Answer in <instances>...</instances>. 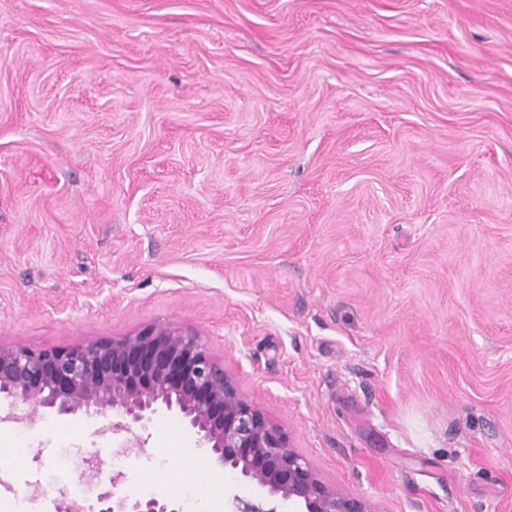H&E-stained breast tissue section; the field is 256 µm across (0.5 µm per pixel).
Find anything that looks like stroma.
Listing matches in <instances>:
<instances>
[{
	"mask_svg": "<svg viewBox=\"0 0 512 512\" xmlns=\"http://www.w3.org/2000/svg\"><path fill=\"white\" fill-rule=\"evenodd\" d=\"M149 325L378 512H512V0H0V338ZM111 422H16L17 512L186 505ZM99 509L94 511L93 508L85 510L79 508L76 511L91 512H182L180 505L168 502L164 498L148 497V498H122L115 499L112 491L101 492L97 497Z\"/></svg>",
	"mask_w": 512,
	"mask_h": 512,
	"instance_id": "1",
	"label": "stroma"
}]
</instances>
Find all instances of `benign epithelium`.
<instances>
[{"mask_svg":"<svg viewBox=\"0 0 512 512\" xmlns=\"http://www.w3.org/2000/svg\"><path fill=\"white\" fill-rule=\"evenodd\" d=\"M0 401L8 419L28 418L33 405L57 416L110 411L112 430L126 433L175 412L219 466L238 471L296 512H376L364 497L321 479L192 331L150 325L62 348L0 340ZM97 502V512H182L164 498L116 499L110 491Z\"/></svg>","mask_w":512,"mask_h":512,"instance_id":"7a95c632","label":"benign epithelium"}]
</instances>
